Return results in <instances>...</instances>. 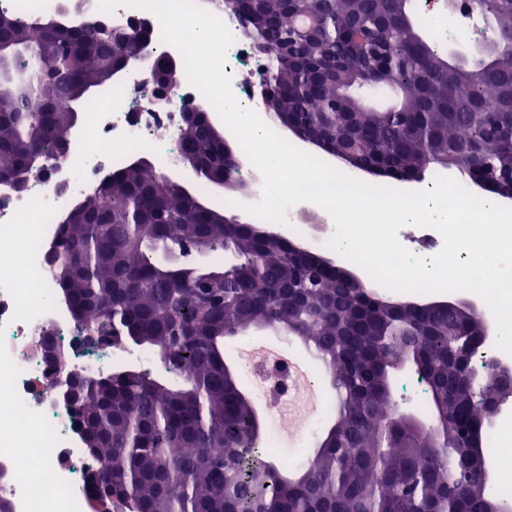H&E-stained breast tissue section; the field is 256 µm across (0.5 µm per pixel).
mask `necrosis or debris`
<instances>
[{
    "mask_svg": "<svg viewBox=\"0 0 512 512\" xmlns=\"http://www.w3.org/2000/svg\"><path fill=\"white\" fill-rule=\"evenodd\" d=\"M0 12L26 22L53 21L78 27L100 15L97 0H0ZM235 41L224 71L236 99L252 101L251 83L262 77L267 58L239 41V22L216 9ZM115 29L144 25L148 62L164 58L182 63L177 48L161 38L156 16L148 10L120 7L104 16ZM199 89L182 81L169 103L151 105L153 87L142 82L140 64L128 65L120 78L86 105L85 118L72 134L66 161L51 163L47 175L23 190L0 185V496L12 512H89L86 473L92 462L73 428L72 412L57 397L56 368L34 351L45 328L69 351L77 371L101 372L121 363L118 355L96 358L72 354L77 334L68 314L54 299L46 254L61 228L64 209L93 195L99 181L137 153H152L164 167L179 154L178 110L183 98ZM261 390L270 415L281 425L303 424L314 432L331 407L313 415L303 392L311 381L299 379L288 363L258 359L247 368Z\"/></svg>",
    "mask_w": 512,
    "mask_h": 512,
    "instance_id": "obj_1",
    "label": "necrosis or debris"
}]
</instances>
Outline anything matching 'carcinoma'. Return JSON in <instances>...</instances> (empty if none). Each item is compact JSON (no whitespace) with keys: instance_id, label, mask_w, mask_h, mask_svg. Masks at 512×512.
Segmentation results:
<instances>
[{"instance_id":"obj_1","label":"carcinoma","mask_w":512,"mask_h":512,"mask_svg":"<svg viewBox=\"0 0 512 512\" xmlns=\"http://www.w3.org/2000/svg\"><path fill=\"white\" fill-rule=\"evenodd\" d=\"M411 0H246L242 36L271 55L268 110L293 118L328 148L342 142L346 170L409 179L440 169L473 178L512 174V44L483 43L453 62L424 36ZM498 36L512 31V0H469ZM316 16L312 36L300 13ZM16 46L0 75V177L56 158V135L138 58L113 51L99 25L22 23L0 13ZM68 103L61 109L58 102ZM195 163L185 192L155 167L112 174L72 206L48 273L84 334L158 355L165 376L119 367L96 374L73 415L97 461L93 512H490L503 500L482 481L489 410L466 379V353L482 348L483 317L447 306L412 307L324 271L261 228L225 223L199 187L214 177L249 182L211 134L207 118L180 130ZM222 250L228 266L195 264ZM227 273L226 294L203 290ZM258 329L314 350L335 393L336 415L314 453L288 465L267 454L256 405L224 359V341ZM424 373L430 430L398 417L391 390L401 365ZM476 436L480 448L468 444Z\"/></svg>"}]
</instances>
